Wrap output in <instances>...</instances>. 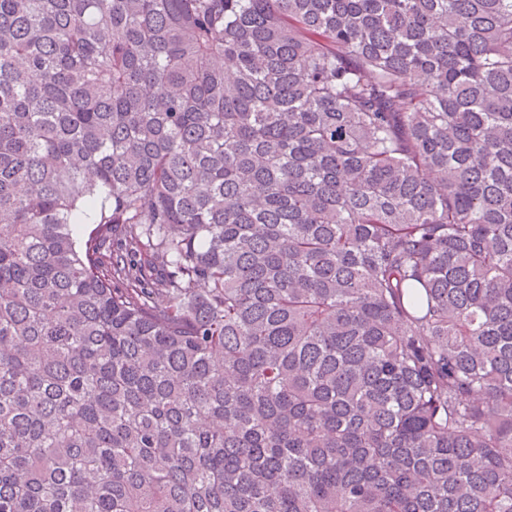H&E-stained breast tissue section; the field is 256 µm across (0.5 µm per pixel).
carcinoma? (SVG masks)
I'll list each match as a JSON object with an SVG mask.
<instances>
[{
    "label": "carcinoma",
    "mask_w": 512,
    "mask_h": 512,
    "mask_svg": "<svg viewBox=\"0 0 512 512\" xmlns=\"http://www.w3.org/2000/svg\"><path fill=\"white\" fill-rule=\"evenodd\" d=\"M0 512H512V0H0Z\"/></svg>",
    "instance_id": "cac0c4a2"
}]
</instances>
